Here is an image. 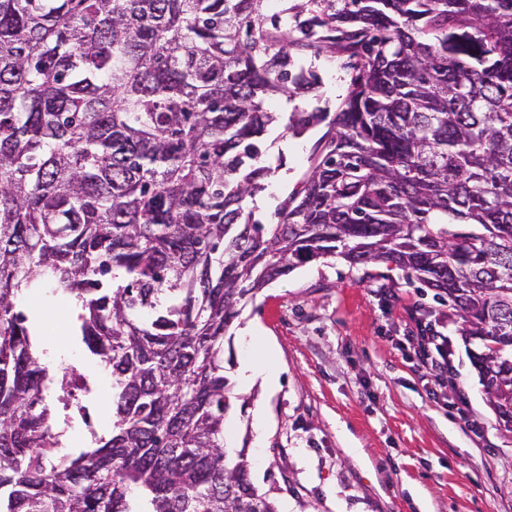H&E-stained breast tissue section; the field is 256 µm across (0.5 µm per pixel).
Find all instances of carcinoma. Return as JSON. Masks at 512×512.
<instances>
[{"instance_id":"carcinoma-1","label":"carcinoma","mask_w":512,"mask_h":512,"mask_svg":"<svg viewBox=\"0 0 512 512\" xmlns=\"http://www.w3.org/2000/svg\"><path fill=\"white\" fill-rule=\"evenodd\" d=\"M0 0V512H277L224 448V339L316 260L391 263L451 302L512 431V0ZM345 56L334 115L271 112ZM326 124L264 224L275 128ZM81 303L111 367L112 432L58 455L51 385L20 310Z\"/></svg>"}]
</instances>
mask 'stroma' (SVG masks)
<instances>
[{
    "mask_svg": "<svg viewBox=\"0 0 512 512\" xmlns=\"http://www.w3.org/2000/svg\"><path fill=\"white\" fill-rule=\"evenodd\" d=\"M313 65L317 97H278L273 111L335 112L350 84L347 60L323 55ZM323 132L273 139L269 152L280 167L256 198L263 223H274ZM68 309L57 295L30 319L45 357L92 370L88 391L76 394L88 415L65 428L72 452L110 434L112 375L77 341ZM418 311L438 320L453 353L454 375L436 389L414 353ZM472 348L448 301L404 271L312 261L267 286L233 326L224 345L234 362L228 376L252 360L272 366L279 384L272 392L234 385L246 406L227 414L224 444L245 449L255 484L280 512H512V432L482 391Z\"/></svg>",
    "mask_w": 512,
    "mask_h": 512,
    "instance_id": "1",
    "label": "stroma"
}]
</instances>
